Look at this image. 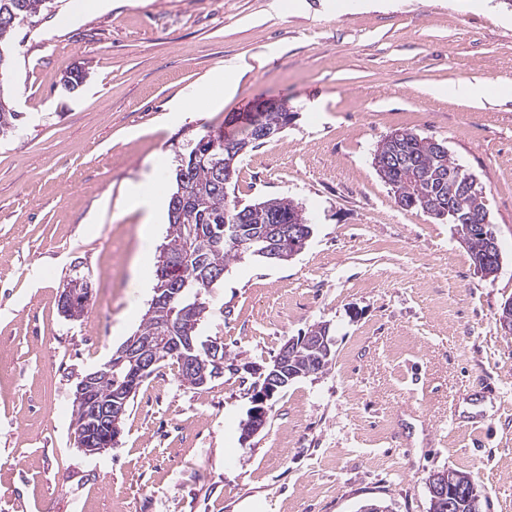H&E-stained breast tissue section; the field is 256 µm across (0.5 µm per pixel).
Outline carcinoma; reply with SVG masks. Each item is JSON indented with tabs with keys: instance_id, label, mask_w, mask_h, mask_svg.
Returning a JSON list of instances; mask_svg holds the SVG:
<instances>
[{
	"instance_id": "obj_1",
	"label": "carcinoma",
	"mask_w": 512,
	"mask_h": 512,
	"mask_svg": "<svg viewBox=\"0 0 512 512\" xmlns=\"http://www.w3.org/2000/svg\"><path fill=\"white\" fill-rule=\"evenodd\" d=\"M51 0H0V135L5 136L20 122L3 87L9 65L7 51L10 35L22 25H33L35 18L49 8ZM295 117L293 112L267 111L256 113L244 134L234 137L204 135L195 140L186 157L178 158L175 169L176 191L169 201V234L163 251L172 261L162 269V276L172 285L184 281L188 287L169 308L145 312L142 336H154L165 342L164 327L177 319L178 311L197 302L203 294L223 281L230 261L245 257L268 259V248L288 250L291 242L310 237L311 224L305 232L292 237L274 239L270 227L298 226L300 204L287 197H273L252 205H239L224 192V167H237L239 159L224 149L225 142L250 141L254 149L263 141L252 136L259 127L286 130ZM440 143L412 131L395 130L378 144L373 164L379 177L394 191L398 204L407 210H420L439 221L459 224L451 212L464 216L470 212L482 215L483 224L462 233L473 264L483 260V236L496 233L488 220L482 190L476 179L451 160L448 153H439ZM237 226V236L224 237V226ZM455 512H479V499L468 489L457 495Z\"/></svg>"
}]
</instances>
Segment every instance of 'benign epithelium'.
Here are the masks:
<instances>
[{"label": "benign epithelium", "mask_w": 512, "mask_h": 512, "mask_svg": "<svg viewBox=\"0 0 512 512\" xmlns=\"http://www.w3.org/2000/svg\"><path fill=\"white\" fill-rule=\"evenodd\" d=\"M76 285L83 286L84 301H89L91 297L89 281L78 279L75 284H70L61 291L60 306L63 307L72 301ZM174 343L176 346L173 347V352L179 354L180 361L186 369L193 370L196 363H194L195 349L192 338L177 336ZM331 344L332 340L328 339V336L314 333L291 339L283 346L279 356L273 360L270 367L258 371V380L254 381L250 388L252 407L248 412L249 421L246 435L251 436L264 427L268 414V402L274 398L281 387L300 376V373L289 369L293 358L300 355L303 349L317 351L328 357L331 354ZM162 360L164 357L160 351L154 348L149 341L136 335L131 337L118 353L101 368L80 378L75 392L76 404L80 405L85 412V420L92 423L100 420L106 421L108 433L97 447L92 448L88 440V433L79 427L74 432V441L78 448L88 454H99L118 443L124 405L134 393L138 378ZM126 361L138 364V368L127 375L114 398H101L99 389L107 383H112V377L116 376V370L121 368ZM458 480L459 477L447 471L433 474L427 482L433 501L444 502L448 487L456 484Z\"/></svg>", "instance_id": "obj_1"}]
</instances>
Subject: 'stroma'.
Segmentation results:
<instances>
[{"instance_id": "obj_1", "label": "stroma", "mask_w": 512, "mask_h": 512, "mask_svg": "<svg viewBox=\"0 0 512 512\" xmlns=\"http://www.w3.org/2000/svg\"><path fill=\"white\" fill-rule=\"evenodd\" d=\"M53 6L11 40L5 85L23 117L0 139V512H429L427 480L471 474L480 512H512V9L448 0H98ZM240 67L219 109L168 122L219 68ZM85 80L63 85L73 71ZM483 81L487 100L452 94ZM444 96H434L436 86ZM288 129L250 151L234 194L287 196L313 234L285 263L231 262L202 340L224 374L202 387L165 361L129 404L116 447L73 440L79 378L134 334L160 240L131 184L163 198L189 140L243 129L259 101ZM406 129L475 176L498 229L485 279L454 225L403 210L377 175L378 142ZM84 274L77 320L58 299ZM333 360L270 401L242 439L251 367L313 325ZM83 278H85L84 275L79 276V277L76 276L73 279H70L71 282H73L74 280H76V282H74L73 284L68 285L66 288H63V290L60 293V297H59L60 306H59V302H58V308L59 307H64L65 305L67 306L72 301V298H73V295H74V290L72 288H74L75 285H77L76 286L77 288H74V289H78V291H77L78 293L82 289L85 288L82 293L84 294L85 305L88 304V301H89V299L91 297V288H90L89 281L86 279L87 277L84 280H81ZM82 283H83V288L82 287L80 288ZM73 308H75V312H73L70 316L66 315L65 312H62L60 308H59V310H60L61 314H63V316L65 318H68V319H78V318H80L81 316H83V314H84V312L86 310V306H84L82 304V302H81V296L78 295V298L76 299V304L73 305Z\"/></svg>"}]
</instances>
